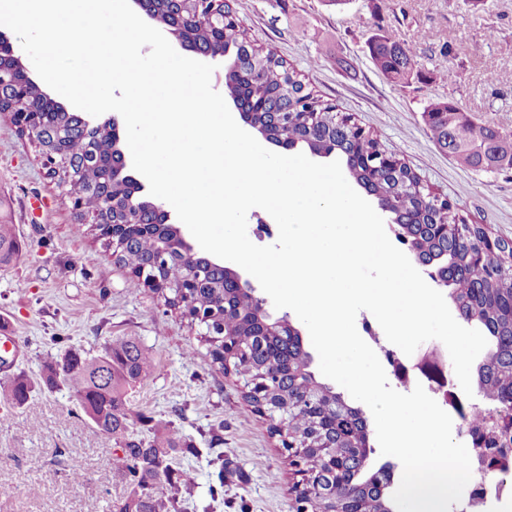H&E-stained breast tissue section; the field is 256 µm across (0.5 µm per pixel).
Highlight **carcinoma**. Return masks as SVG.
<instances>
[{
  "mask_svg": "<svg viewBox=\"0 0 512 512\" xmlns=\"http://www.w3.org/2000/svg\"><path fill=\"white\" fill-rule=\"evenodd\" d=\"M150 11L167 26L182 25L190 31L193 48L204 52L222 48L228 62L242 63L239 69L225 67L224 84L237 108L266 130L274 143L303 145L311 152L325 151L344 159L349 177L373 195L398 226V237L410 241L420 255L441 268L442 285L450 288L461 316L487 331L489 349L478 369L479 385L490 404L487 413L500 418L511 415L512 241L502 239L495 249H483L484 228L460 226L457 213L434 208L427 190L417 189L420 179L409 167L372 156L330 109L318 104L316 116L285 118V113L293 111L291 98L304 91L302 82L275 55L256 51L240 30L228 27L224 41L214 39L190 19L189 0H150ZM368 49L374 65L389 79L404 80L414 69L411 49L389 35L372 39ZM22 86V75L13 71L12 59L0 54V100L15 97ZM31 104L45 119L43 134L64 144L69 165L84 179L105 187L112 171L107 166L112 161V136L94 137L78 114L51 106L39 94L31 95ZM424 120L431 139L457 166L488 172L512 166V139L488 123L469 118L454 102L431 103L424 110ZM141 221L146 227L128 233L118 259L134 272L161 261L162 276L173 285L165 302L174 308L178 305L174 286L195 268L204 269L193 288L200 341L213 349L226 336L247 344L246 353L234 363L237 376L249 381L262 378L270 367L279 369V376L268 381L270 389L250 400L256 405L261 400L282 405L307 391L313 406L295 414L288 428L318 446L342 449L340 474L330 468L326 451H310L319 489L303 497L304 512H332L338 506L345 512H391L385 495L389 476L380 471L368 474L363 466L371 448L360 411L316 379L300 337L271 322L263 324L256 316L257 303L250 289L225 275L223 268L210 265L208 258L165 250L172 231L156 223L153 211L141 212ZM21 253L13 225L0 224V264L16 261ZM152 368L150 353L137 340L123 338L106 344L99 354L71 349L44 369L43 384L53 388L63 383L84 416L121 448L117 464L128 495L113 502L111 512H180L179 494L193 484L191 473L160 467L181 442L171 421H154L148 440L130 430L125 397L149 377Z\"/></svg>",
  "mask_w": 512,
  "mask_h": 512,
  "instance_id": "1",
  "label": "carcinoma"
}]
</instances>
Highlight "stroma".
<instances>
[{
  "label": "stroma",
  "mask_w": 512,
  "mask_h": 512,
  "mask_svg": "<svg viewBox=\"0 0 512 512\" xmlns=\"http://www.w3.org/2000/svg\"><path fill=\"white\" fill-rule=\"evenodd\" d=\"M257 48L283 59L306 90L401 159L466 223L512 239V170L461 169L431 140L423 120L450 99L512 137V0H227ZM389 34L412 47L416 66L394 83L368 43ZM454 82L443 81V67ZM0 222L13 225L21 257L0 266V327L19 345L0 366V512H108L126 493L112 438L86 421L65 386L40 381L45 363L70 349L102 351L136 338L153 371L127 394L135 433L173 421L175 454L194 486L184 512H295L297 476L267 417L238 377L213 362L197 326L152 290L134 289L128 266L82 225L65 187L43 166L35 142L0 117ZM27 380L23 405L8 404ZM80 465L81 483L69 477Z\"/></svg>",
  "instance_id": "1"
}]
</instances>
